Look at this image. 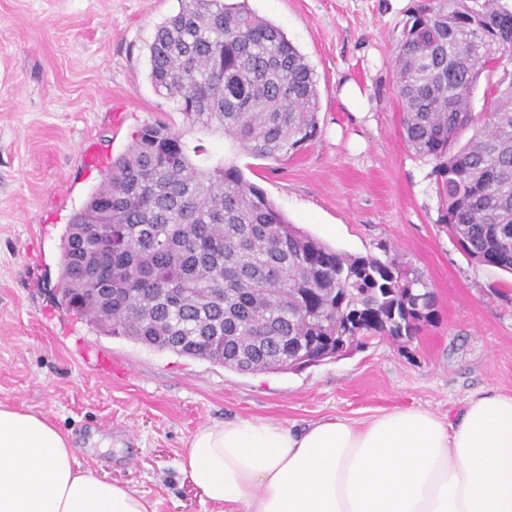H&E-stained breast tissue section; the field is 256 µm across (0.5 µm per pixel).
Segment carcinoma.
I'll use <instances>...</instances> for the list:
<instances>
[{
  "label": "carcinoma",
  "instance_id": "carcinoma-1",
  "mask_svg": "<svg viewBox=\"0 0 512 512\" xmlns=\"http://www.w3.org/2000/svg\"><path fill=\"white\" fill-rule=\"evenodd\" d=\"M512 11L419 0L394 60L403 137L435 162L439 223L471 260L512 273ZM148 78L192 128L277 160L318 134L313 68L248 0H179L149 45ZM490 107L471 99L481 75ZM472 134L459 144L464 130ZM185 133L142 127L76 211L62 243L65 303L91 325L236 372H286L342 343L410 340L434 315L427 283L394 258L340 252L288 221L234 165L200 166ZM112 242V300L73 272Z\"/></svg>",
  "mask_w": 512,
  "mask_h": 512
}]
</instances>
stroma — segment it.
Returning a JSON list of instances; mask_svg holds the SVG:
<instances>
[{"label": "stroma", "mask_w": 512, "mask_h": 512, "mask_svg": "<svg viewBox=\"0 0 512 512\" xmlns=\"http://www.w3.org/2000/svg\"><path fill=\"white\" fill-rule=\"evenodd\" d=\"M417 0H249L314 69L319 133L278 160L188 129L148 79V46L178 0H0V402L47 415L82 467L154 512H216L179 468L201 426L238 417L301 427L420 408L456 414L512 394V275L470 261L439 224L434 164L401 135L394 56ZM354 83L368 112L340 97ZM163 122L238 166L294 224L336 250L397 255L435 297L411 340L375 337L297 372L243 374L99 332L65 306L73 213L142 125ZM94 145L97 165L83 163ZM110 375L83 370L80 350Z\"/></svg>", "instance_id": "obj_1"}]
</instances>
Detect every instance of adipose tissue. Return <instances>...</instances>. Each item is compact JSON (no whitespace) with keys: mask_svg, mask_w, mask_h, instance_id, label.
<instances>
[{"mask_svg":"<svg viewBox=\"0 0 512 512\" xmlns=\"http://www.w3.org/2000/svg\"><path fill=\"white\" fill-rule=\"evenodd\" d=\"M180 467L223 512H512V395L294 429L237 418L200 427ZM0 512H152L82 467L45 415L0 403Z\"/></svg>","mask_w":512,"mask_h":512,"instance_id":"obj_1","label":"adipose tissue"}]
</instances>
